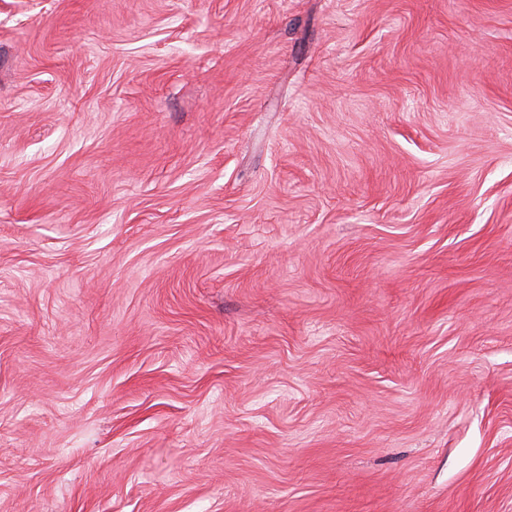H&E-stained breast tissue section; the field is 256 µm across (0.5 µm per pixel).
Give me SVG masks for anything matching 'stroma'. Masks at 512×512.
I'll return each instance as SVG.
<instances>
[{"instance_id":"35a3bbf8","label":"stroma","mask_w":512,"mask_h":512,"mask_svg":"<svg viewBox=\"0 0 512 512\" xmlns=\"http://www.w3.org/2000/svg\"><path fill=\"white\" fill-rule=\"evenodd\" d=\"M0 512H512V0H0Z\"/></svg>"}]
</instances>
